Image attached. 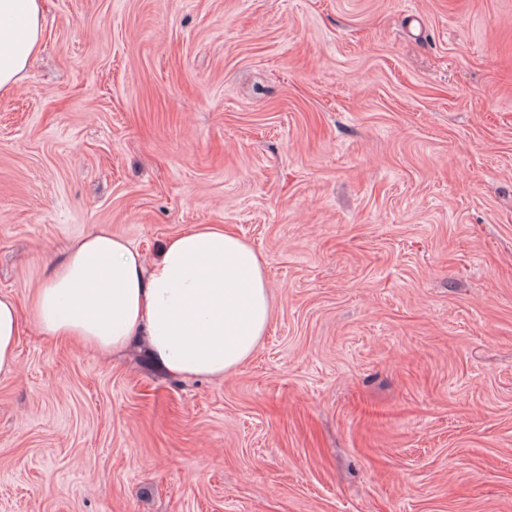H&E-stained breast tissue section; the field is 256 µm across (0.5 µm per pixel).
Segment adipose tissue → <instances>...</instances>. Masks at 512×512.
<instances>
[{
	"label": "adipose tissue",
	"mask_w": 512,
	"mask_h": 512,
	"mask_svg": "<svg viewBox=\"0 0 512 512\" xmlns=\"http://www.w3.org/2000/svg\"><path fill=\"white\" fill-rule=\"evenodd\" d=\"M40 0H0V92L21 79L42 40ZM41 333L100 353L145 337L162 373L221 378L265 335L273 301L265 260L220 224L170 237L153 260L102 231L77 241L31 301ZM21 315L0 294V375L17 369Z\"/></svg>",
	"instance_id": "adipose-tissue-1"
}]
</instances>
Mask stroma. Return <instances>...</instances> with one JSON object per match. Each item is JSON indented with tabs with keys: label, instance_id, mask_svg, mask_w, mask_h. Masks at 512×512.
<instances>
[{
	"label": "stroma",
	"instance_id": "35a3bbf8",
	"mask_svg": "<svg viewBox=\"0 0 512 512\" xmlns=\"http://www.w3.org/2000/svg\"><path fill=\"white\" fill-rule=\"evenodd\" d=\"M0 293L106 230L266 259L221 379L23 316L0 512H512V0H42Z\"/></svg>",
	"mask_w": 512,
	"mask_h": 512
}]
</instances>
